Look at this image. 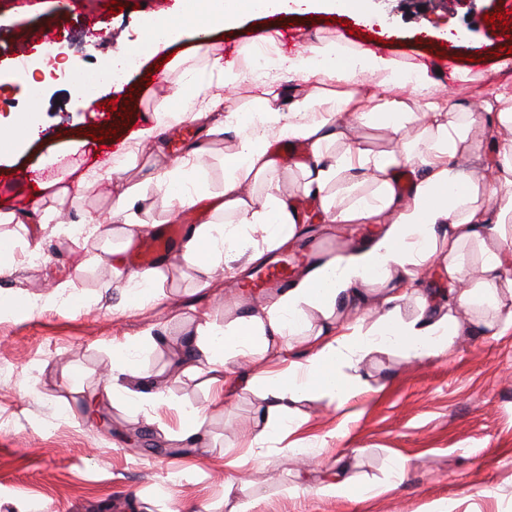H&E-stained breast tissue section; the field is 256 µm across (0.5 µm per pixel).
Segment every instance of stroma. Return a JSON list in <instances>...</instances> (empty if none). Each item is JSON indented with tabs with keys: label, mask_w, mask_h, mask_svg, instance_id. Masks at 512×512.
Masks as SVG:
<instances>
[{
	"label": "stroma",
	"mask_w": 512,
	"mask_h": 512,
	"mask_svg": "<svg viewBox=\"0 0 512 512\" xmlns=\"http://www.w3.org/2000/svg\"><path fill=\"white\" fill-rule=\"evenodd\" d=\"M94 2L98 35L69 0H0V73L8 72L21 38L45 25L67 32L61 61L91 71L157 19L176 20L180 0ZM489 3L467 0L450 17L431 0H371L368 46L427 65L448 97L475 108L480 153L465 168L490 179L508 134L490 125L478 105L503 81L497 53L512 40L485 22ZM114 4L119 12H111ZM325 13L321 0L302 14L246 13L231 27L215 28L208 41L232 50L235 65L241 47L263 33L278 34L287 57L323 37L348 39L347 26L324 22ZM196 42L191 30H181L165 52L140 60L121 86H99L90 103L73 95L70 82L42 71L35 74L42 84L39 105H31L23 86L0 87L7 99L0 113L29 117L34 126L28 141L0 152V211L17 217L9 227L17 264L0 276V297L21 294L31 302L29 311L0 316V512H99L103 502L112 512H183L189 505L195 512H232L241 504L248 512H512V327L493 313L456 310L457 318L490 328L460 337L444 355L415 360L386 349L364 356L358 363L364 385L345 406L303 401L287 430L259 444L267 401L263 386L251 381L260 366L234 360L218 408L211 404L208 374L173 367L177 346L192 343L198 324L222 327L239 316L235 284L249 278L256 263H241L233 277L216 270L202 288L173 252L154 297L118 308L126 289L93 261L113 242L114 183L104 177L107 166L136 154L127 176L142 184L140 217L160 225L169 217L156 175L191 147L207 150L197 174L206 198L184 219H207L212 195L224 189V155L236 135L223 131V113L176 122L156 111L163 100L178 104L181 85L177 74L160 83L152 73L162 69L166 54L178 61L192 55ZM452 64L471 70L474 80L455 81ZM113 99L124 102V113L97 111V104ZM151 126L157 135L137 142L135 132ZM103 131L112 148L105 165L94 160L95 137ZM44 172L71 186L84 177L101 183L96 196L77 204H55L44 189L29 198L24 175ZM39 201L57 208L53 220L43 221ZM70 224L84 225L85 234L69 237L64 228ZM377 230L374 224L305 221L281 251L296 253L316 237L348 238L358 248ZM22 237L40 243L44 260L27 263ZM65 280L80 293L78 306L50 301ZM136 341L139 366L166 378L163 403L142 411L105 398L96 414L85 413L82 403L111 371L114 350ZM192 420L200 432L183 438ZM137 433L142 445L135 448L128 439ZM154 444L160 453L151 452ZM341 467L353 495L322 493L326 474ZM228 482L235 485L229 497Z\"/></svg>",
	"instance_id": "stroma-1"
}]
</instances>
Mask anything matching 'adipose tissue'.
Instances as JSON below:
<instances>
[{
	"mask_svg": "<svg viewBox=\"0 0 512 512\" xmlns=\"http://www.w3.org/2000/svg\"><path fill=\"white\" fill-rule=\"evenodd\" d=\"M310 0H210L207 20L183 15L161 36H147L113 54V64L125 55L143 56L159 51L181 27L209 35L216 24L233 23L242 13L275 15L303 13ZM277 38L267 34L260 43L268 49L266 69L258 79L252 109L259 125H244L238 110H230L226 125L239 128L232 153L224 157V191L208 220L194 226L181 247L183 261L200 282H208L224 261L243 254L240 228L263 227L266 241L282 245L294 235L299 214L281 191L278 158L273 143H301L312 160L298 166L296 188L319 202L323 212L339 224H377L381 230L371 245L328 263L280 295L264 314L240 318L224 329L198 326V340L184 349L182 362L193 370H206L220 382L230 361L240 356L275 363L281 352L271 347L281 336H306L315 348L307 362H291L287 373L270 380L267 417L283 425L294 404L311 396L344 403L359 389L361 378L344 373L371 352L398 348L407 357L419 359L446 353L463 334L452 307H481L512 321V291L498 287L504 262L492 241L512 230V140L501 151V187L479 185L461 163L478 150L470 137L475 122L471 109L453 104L440 94L437 80L427 67L405 61L362 45L322 41L293 57L276 51ZM253 46L241 50L239 65H225L224 57L200 44L197 55L208 80L196 79L187 69L189 106L172 108L160 104L159 112L180 119L202 118L225 102L223 88L250 82ZM300 75L308 93L292 96L287 107L278 104L280 70ZM382 124L392 147L372 152L352 141L354 124ZM409 168L413 175L410 195H401L394 176ZM166 186L169 215H177L201 201L187 178L185 163H177L160 176ZM261 185V197L247 194L246 186ZM139 194L138 184L122 181L113 204L121 226L117 235L131 245L144 225L128 214ZM482 244L483 279L476 287L454 291L449 312L427 299H420L411 319L400 315V305L417 292L420 269L443 257L449 281H459L470 263L463 250L466 242ZM387 286L381 314L371 325L355 320L337 326L341 310H362L367 289ZM318 313L319 327H312L311 313ZM106 397H123L133 405L154 406L163 391L157 375L139 368L129 354H118L112 373L102 381Z\"/></svg>",
	"mask_w": 512,
	"mask_h": 512,
	"instance_id": "ef3b65f1",
	"label": "adipose tissue"
}]
</instances>
